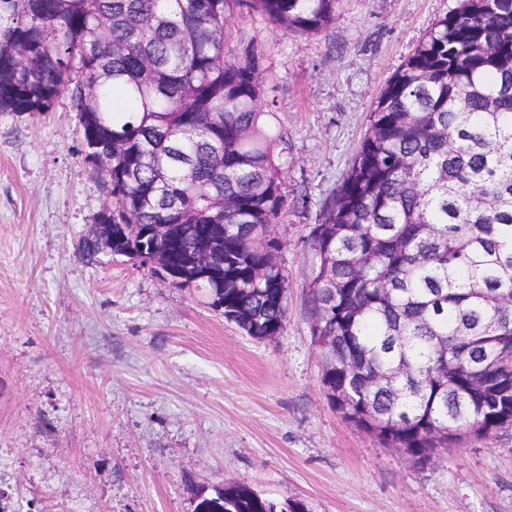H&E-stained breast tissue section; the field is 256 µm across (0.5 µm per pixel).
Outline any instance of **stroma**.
I'll return each mask as SVG.
<instances>
[{"label":"stroma","mask_w":512,"mask_h":512,"mask_svg":"<svg viewBox=\"0 0 512 512\" xmlns=\"http://www.w3.org/2000/svg\"><path fill=\"white\" fill-rule=\"evenodd\" d=\"M458 0H342L298 37L241 12L283 133L288 275L263 342L124 256L77 249L110 198L84 162L69 96L0 112V506L6 512H194L227 483L310 512H512V428L422 464L348 422L311 335V233L393 73Z\"/></svg>","instance_id":"1"}]
</instances>
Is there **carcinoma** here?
Masks as SVG:
<instances>
[{"instance_id": "obj_1", "label": "carcinoma", "mask_w": 512, "mask_h": 512, "mask_svg": "<svg viewBox=\"0 0 512 512\" xmlns=\"http://www.w3.org/2000/svg\"><path fill=\"white\" fill-rule=\"evenodd\" d=\"M340 0H12L0 112L70 96L84 161L112 197V235L79 257L142 249L182 265L211 224L213 273L193 287L263 341L281 333L288 275L273 227L288 213L282 139L255 48L226 20L259 12L319 33ZM172 224L179 242L145 236ZM311 333L343 417L426 460L512 426V0H460L390 78L313 230ZM195 512H309L227 484Z\"/></svg>"}]
</instances>
